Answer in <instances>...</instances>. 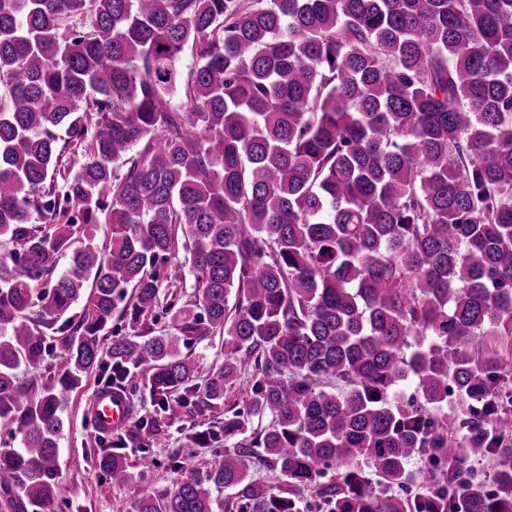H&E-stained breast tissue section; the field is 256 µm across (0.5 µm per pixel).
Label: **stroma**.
Wrapping results in <instances>:
<instances>
[{"label": "stroma", "mask_w": 512, "mask_h": 512, "mask_svg": "<svg viewBox=\"0 0 512 512\" xmlns=\"http://www.w3.org/2000/svg\"><path fill=\"white\" fill-rule=\"evenodd\" d=\"M132 381L138 386L132 401V421L156 419L161 424L158 439L149 447L125 451L134 474L132 484L113 485L97 466L102 448L92 426L91 401L107 384L105 374L98 372L66 401L55 512H131V504L138 497L160 498L173 493L183 469L203 474L221 462L223 447L196 448L188 440L190 433L211 428L212 416L188 411L175 419L163 417L148 390L141 387L140 376H133Z\"/></svg>", "instance_id": "35a3bbf8"}]
</instances>
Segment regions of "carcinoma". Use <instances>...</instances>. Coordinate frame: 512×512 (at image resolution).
<instances>
[{"label":"carcinoma","mask_w":512,"mask_h":512,"mask_svg":"<svg viewBox=\"0 0 512 512\" xmlns=\"http://www.w3.org/2000/svg\"><path fill=\"white\" fill-rule=\"evenodd\" d=\"M3 242L0 423L20 444L0 448V512H54L66 394L100 370L130 396L132 368L161 412L224 415L193 439L224 460L132 512H512V0H0ZM179 249L191 308L160 292ZM128 297L121 315L159 308L172 331L102 355ZM52 335L62 367L20 383ZM212 336L199 386L185 349ZM159 431L118 433L101 472L130 483L123 449ZM488 455L489 483L470 468ZM164 271H170L172 274L177 273L180 277L175 281L178 291L182 293V300L194 302L198 297V284L190 270L189 263L185 261V255L182 251L178 254L171 255L163 265Z\"/></svg>","instance_id":"1"}]
</instances>
